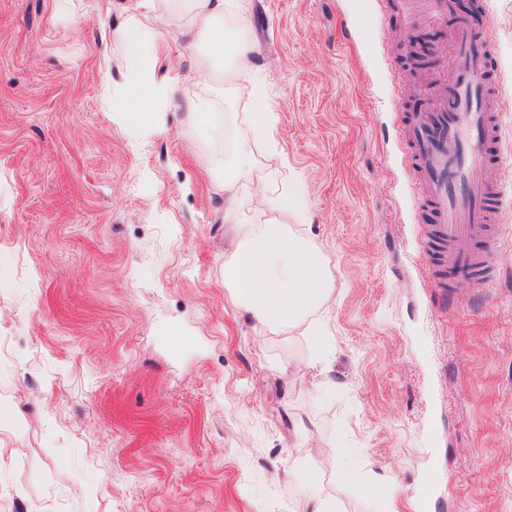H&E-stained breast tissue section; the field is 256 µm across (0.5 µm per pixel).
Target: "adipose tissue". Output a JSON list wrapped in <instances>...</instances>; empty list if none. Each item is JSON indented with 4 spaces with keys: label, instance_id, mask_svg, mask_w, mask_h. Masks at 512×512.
Instances as JSON below:
<instances>
[{
    "label": "adipose tissue",
    "instance_id": "adipose-tissue-1",
    "mask_svg": "<svg viewBox=\"0 0 512 512\" xmlns=\"http://www.w3.org/2000/svg\"><path fill=\"white\" fill-rule=\"evenodd\" d=\"M237 7V0H189L184 13L177 9L176 0H138L112 34L132 76L122 100L134 115L159 111L178 101L198 129H205V103L197 87L208 84L219 69L237 81L256 73L246 37L227 32V20ZM170 28L178 29L187 42L202 38L207 43L206 55L195 63L192 85L157 79L148 67L164 31ZM224 285L240 306L270 330L303 327L309 342L325 351L326 338L308 317L332 299L334 283L323 256L287 225L253 227L225 259Z\"/></svg>",
    "mask_w": 512,
    "mask_h": 512
}]
</instances>
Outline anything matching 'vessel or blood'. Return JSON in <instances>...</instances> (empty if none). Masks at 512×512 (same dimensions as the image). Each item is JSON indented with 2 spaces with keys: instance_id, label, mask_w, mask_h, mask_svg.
<instances>
[{
  "instance_id": "vessel-or-blood-1",
  "label": "vessel or blood",
  "mask_w": 512,
  "mask_h": 512,
  "mask_svg": "<svg viewBox=\"0 0 512 512\" xmlns=\"http://www.w3.org/2000/svg\"><path fill=\"white\" fill-rule=\"evenodd\" d=\"M453 9L452 0H423L417 9L410 0H379L367 23L379 29L389 15L408 18L419 10L445 26L451 25ZM452 27L456 50L451 72L426 80L420 69L394 67V87L417 85L419 104L410 106L396 95L391 105L402 115L421 199L437 218L423 240L424 259L481 279L497 264L492 243L504 203V188L490 175L501 160V89L494 77L492 42L470 26Z\"/></svg>"
}]
</instances>
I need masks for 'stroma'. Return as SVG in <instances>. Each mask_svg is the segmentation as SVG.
<instances>
[{
    "label": "stroma",
    "instance_id": "1",
    "mask_svg": "<svg viewBox=\"0 0 512 512\" xmlns=\"http://www.w3.org/2000/svg\"><path fill=\"white\" fill-rule=\"evenodd\" d=\"M137 0H0V512H306L308 476L338 512H512V198L487 284L421 254L386 20L359 0H244L231 21L257 80L214 78L206 134L179 103L137 142L112 43ZM512 187V0H488ZM205 44L170 32L156 71L191 81ZM277 105L272 137L252 104ZM241 198L300 187L305 217L224 221ZM284 224L328 263L335 296L276 333L224 286L249 226ZM184 341H177L176 333ZM356 471L349 483L343 470ZM242 206L237 197L235 184L232 179L224 177V221L229 224H240Z\"/></svg>",
    "mask_w": 512,
    "mask_h": 512
}]
</instances>
